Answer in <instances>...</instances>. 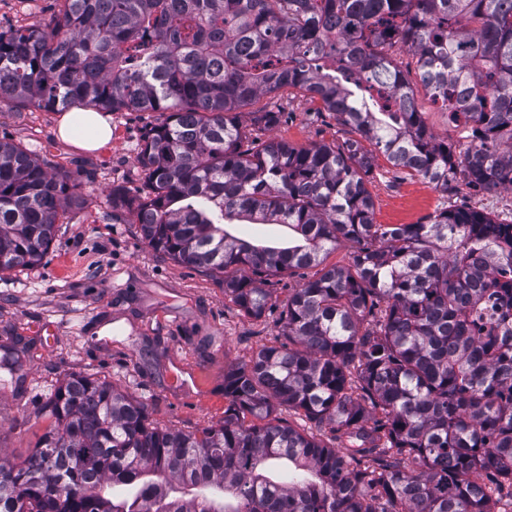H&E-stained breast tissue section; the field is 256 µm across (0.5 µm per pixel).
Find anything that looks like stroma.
Segmentation results:
<instances>
[{"label": "stroma", "instance_id": "35a3bbf8", "mask_svg": "<svg viewBox=\"0 0 512 512\" xmlns=\"http://www.w3.org/2000/svg\"><path fill=\"white\" fill-rule=\"evenodd\" d=\"M57 0H0V31L57 16ZM260 106L280 111L273 138L295 147L340 145L353 130L319 102L281 90ZM60 113L0 103V138L34 150L48 170L83 182L81 206L66 209L43 261L0 273V460L18 463L51 424L46 404L82 375L144 405L153 427L198 433L224 422V373L264 345L280 344L282 313L309 267L271 277L264 316L242 312L210 271L151 249L132 216L113 213V186H138L137 153L159 112H115L112 140L96 152L60 140ZM367 187L379 224H425L436 211L470 207L512 220V191L455 183L445 191L378 159Z\"/></svg>", "mask_w": 512, "mask_h": 512}]
</instances>
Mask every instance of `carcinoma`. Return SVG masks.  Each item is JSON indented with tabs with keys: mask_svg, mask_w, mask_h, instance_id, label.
Here are the masks:
<instances>
[{
	"mask_svg": "<svg viewBox=\"0 0 512 512\" xmlns=\"http://www.w3.org/2000/svg\"><path fill=\"white\" fill-rule=\"evenodd\" d=\"M394 48L417 57L420 87ZM283 88L360 138L297 148L245 130L239 111ZM420 89L465 145L428 131ZM5 101L167 113L112 210L153 250L224 276L249 316L268 308L266 278L356 251L288 297L287 342L224 372L219 427L159 430L111 384L69 377L32 454L0 463V512H497L512 497V220L457 208L376 224L367 189L380 153L445 190H512V0H63L54 24L0 32ZM280 115L257 113L256 131ZM81 195L0 139V272L41 263ZM235 221L298 238L254 246ZM281 404L331 424L336 445ZM275 415L299 430L313 433L328 446H335L336 444L333 440L331 425L327 422L319 423L318 421L310 420L306 418L302 411L296 412L288 409L287 406L278 407Z\"/></svg>",
	"mask_w": 512,
	"mask_h": 512,
	"instance_id": "1",
	"label": "carcinoma"
}]
</instances>
